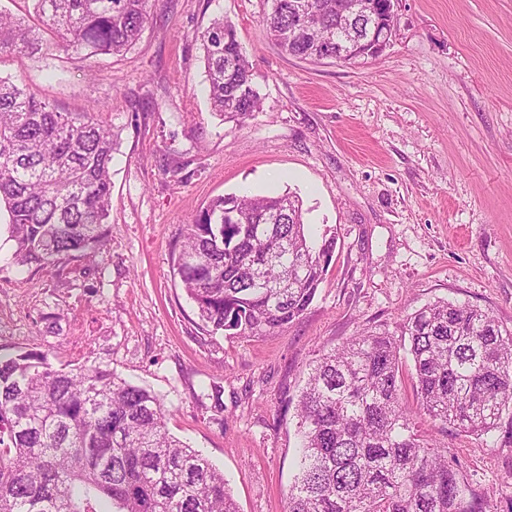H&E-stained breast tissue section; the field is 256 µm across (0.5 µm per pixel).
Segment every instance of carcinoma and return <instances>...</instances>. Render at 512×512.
<instances>
[{"mask_svg": "<svg viewBox=\"0 0 512 512\" xmlns=\"http://www.w3.org/2000/svg\"><path fill=\"white\" fill-rule=\"evenodd\" d=\"M342 0H271L262 23L289 56L336 54ZM388 0L352 20L361 41ZM313 8L312 36L297 28ZM38 26L0 12V54L52 48L121 55L139 40L150 0H34ZM212 108L242 121L260 109L235 25L201 36ZM120 131L95 111L59 112L20 79L0 76V204L13 260L87 256L107 239ZM334 238L309 240L290 194L219 196L185 225L173 270L204 331L260 338L315 298ZM411 357L420 410L481 437L512 412V328L489 310L446 299L408 315L399 334L367 331L322 354L297 403L303 438L287 512H494L458 459L423 438L403 402ZM239 512L224 473L170 436L160 400L108 368L54 369L47 356H0V512Z\"/></svg>", "mask_w": 512, "mask_h": 512, "instance_id": "1", "label": "carcinoma"}]
</instances>
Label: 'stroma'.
I'll use <instances>...</instances> for the list:
<instances>
[{
  "label": "stroma",
  "instance_id": "stroma-1",
  "mask_svg": "<svg viewBox=\"0 0 512 512\" xmlns=\"http://www.w3.org/2000/svg\"><path fill=\"white\" fill-rule=\"evenodd\" d=\"M394 4L390 46L354 65L282 53L262 25L270 0H157L118 57L0 55L1 76L121 130L95 256L15 265L0 210V354L100 365L151 390L240 512H286L295 406L321 354L440 297L512 327V0ZM217 17L234 23L261 98L242 122L207 98L200 35ZM286 192L313 240L336 242L315 299L271 336L208 334L171 267L185 224L218 196ZM416 427L512 512L511 435L421 412Z\"/></svg>",
  "mask_w": 512,
  "mask_h": 512
}]
</instances>
